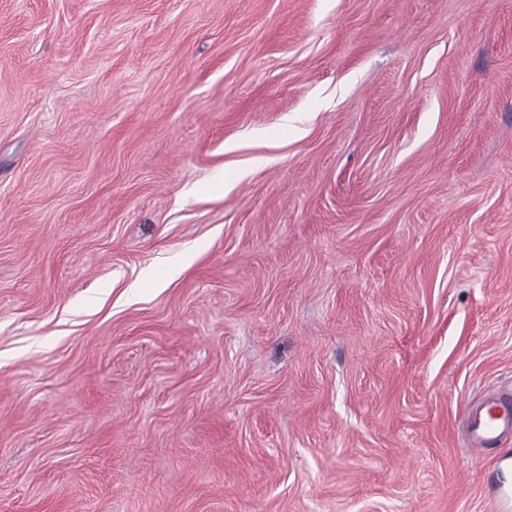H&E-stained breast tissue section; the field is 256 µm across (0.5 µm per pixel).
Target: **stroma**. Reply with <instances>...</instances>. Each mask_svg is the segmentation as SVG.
I'll use <instances>...</instances> for the list:
<instances>
[{
	"label": "stroma",
	"mask_w": 512,
	"mask_h": 512,
	"mask_svg": "<svg viewBox=\"0 0 512 512\" xmlns=\"http://www.w3.org/2000/svg\"><path fill=\"white\" fill-rule=\"evenodd\" d=\"M512 0H0V512H494ZM463 428L467 446L490 450L512 439V385L486 390L477 402L466 405Z\"/></svg>",
	"instance_id": "1"
}]
</instances>
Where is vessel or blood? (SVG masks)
Segmentation results:
<instances>
[{
	"instance_id": "b4317fda",
	"label": "vessel or blood",
	"mask_w": 512,
	"mask_h": 512,
	"mask_svg": "<svg viewBox=\"0 0 512 512\" xmlns=\"http://www.w3.org/2000/svg\"><path fill=\"white\" fill-rule=\"evenodd\" d=\"M463 428L469 447L490 450L512 439V385L503 383L468 403ZM496 512H512V482L498 478L488 483Z\"/></svg>"
}]
</instances>
